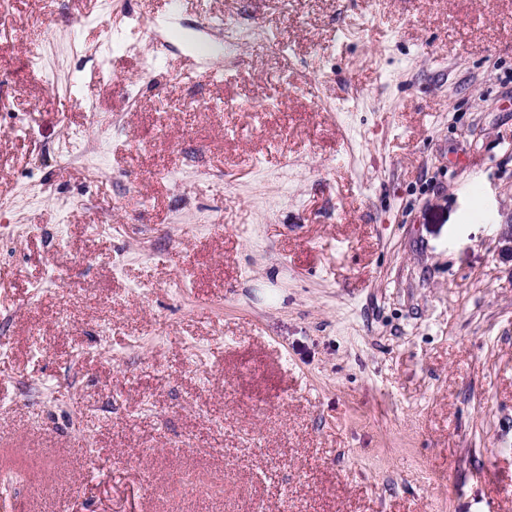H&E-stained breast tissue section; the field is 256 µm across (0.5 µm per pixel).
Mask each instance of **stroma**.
<instances>
[{"instance_id":"35a3bbf8","label":"stroma","mask_w":512,"mask_h":512,"mask_svg":"<svg viewBox=\"0 0 512 512\" xmlns=\"http://www.w3.org/2000/svg\"><path fill=\"white\" fill-rule=\"evenodd\" d=\"M510 222L512 0H12L0 512H512ZM224 30L228 35L234 37L235 39L247 40L262 44H271L274 46L276 44V42L272 40L267 32L262 31L257 27H241L225 23Z\"/></svg>"}]
</instances>
